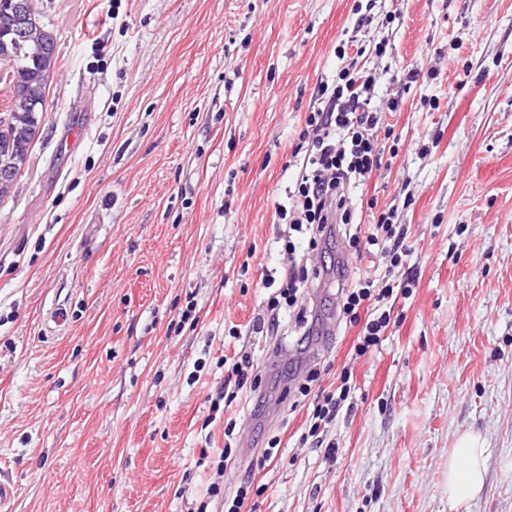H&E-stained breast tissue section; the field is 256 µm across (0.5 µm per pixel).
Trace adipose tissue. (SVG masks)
<instances>
[{"label":"adipose tissue","mask_w":512,"mask_h":512,"mask_svg":"<svg viewBox=\"0 0 512 512\" xmlns=\"http://www.w3.org/2000/svg\"><path fill=\"white\" fill-rule=\"evenodd\" d=\"M487 451L470 438L462 439L448 458V502L460 506L478 496L484 486Z\"/></svg>","instance_id":"adipose-tissue-1"}]
</instances>
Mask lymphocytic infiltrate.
<instances>
[{
	"mask_svg": "<svg viewBox=\"0 0 512 512\" xmlns=\"http://www.w3.org/2000/svg\"><path fill=\"white\" fill-rule=\"evenodd\" d=\"M368 82L356 67L342 68L332 88L323 90L319 102L312 105L300 133L308 145L299 160V176L288 204L278 206L275 216L295 234L284 242L288 252H295L298 237L306 239L310 250H317L328 235L343 227L351 249L368 251L383 264L398 268L406 264L409 253L393 212L379 213L369 224H362L350 195L352 188L365 184L381 168L385 157L384 146L374 137L382 114L371 105ZM308 282L309 269L298 262L291 263L278 282L263 280V287L272 288L273 293L267 302V320L257 323V330L278 335L280 311L288 307L295 311L299 335H308L311 312L298 295ZM404 289L403 283L390 279L378 285L361 277L339 280V308L347 323L358 329L352 345L356 357L378 351L392 325L385 304ZM338 380L337 391L322 394L308 416L312 447H322V424L336 416L349 398V371H342Z\"/></svg>",
	"mask_w": 512,
	"mask_h": 512,
	"instance_id": "1",
	"label": "lymphocytic infiltrate"
}]
</instances>
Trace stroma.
I'll list each match as a JSON object with an SVG mask.
<instances>
[{
    "label": "stroma",
    "mask_w": 512,
    "mask_h": 512,
    "mask_svg": "<svg viewBox=\"0 0 512 512\" xmlns=\"http://www.w3.org/2000/svg\"><path fill=\"white\" fill-rule=\"evenodd\" d=\"M34 3L58 70L0 202L13 512H197L224 446V363L244 354L261 384L228 411L223 477L228 501L251 478L241 512H512V0ZM341 44L398 148L353 199L396 209L413 280L369 359L336 311L337 269L386 272L341 238L309 256L313 335L296 345L285 312L280 336L253 330L263 278L289 265L275 208ZM309 369L355 386L321 448L300 444L291 392ZM465 437L488 451L485 486L452 509Z\"/></svg>",
    "instance_id": "1"
}]
</instances>
